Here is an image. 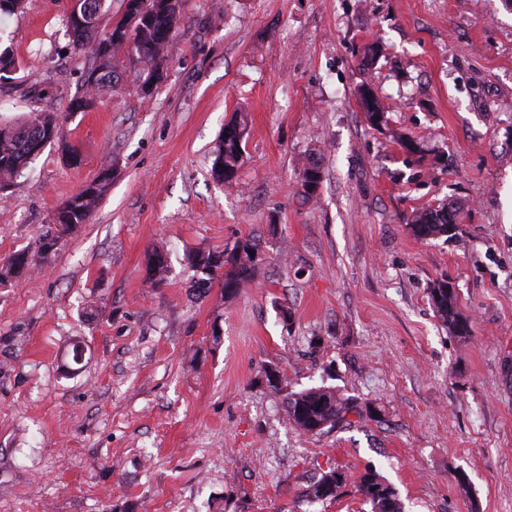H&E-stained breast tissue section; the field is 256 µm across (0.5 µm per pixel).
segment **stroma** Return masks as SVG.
Returning a JSON list of instances; mask_svg holds the SVG:
<instances>
[{"instance_id": "35a3bbf8", "label": "stroma", "mask_w": 512, "mask_h": 512, "mask_svg": "<svg viewBox=\"0 0 512 512\" xmlns=\"http://www.w3.org/2000/svg\"><path fill=\"white\" fill-rule=\"evenodd\" d=\"M69 4L0 17L17 60L0 122L57 113L80 154L49 145L0 191V262L37 256L65 200L112 174L79 232L0 284V512H370L371 471L404 512H512V0H184L157 88L128 74L85 112L68 109L89 63ZM363 84L386 125L365 121ZM237 112L226 186L211 151ZM449 198L459 238H415L406 217ZM250 234L255 282L193 291L187 255ZM443 279L468 339L435 313ZM321 386L373 418L301 434L286 398ZM329 469L338 498L303 501ZM233 127L236 132H239L243 139H237L236 136H224L217 141L214 150V161L212 166V174H215L219 169H224V173L232 174L235 170L239 169L242 165V156L245 153V133L247 128V120L244 114H236L231 121L224 125L226 127ZM216 179V178H215Z\"/></svg>"}]
</instances>
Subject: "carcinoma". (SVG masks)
Segmentation results:
<instances>
[{"mask_svg": "<svg viewBox=\"0 0 512 512\" xmlns=\"http://www.w3.org/2000/svg\"><path fill=\"white\" fill-rule=\"evenodd\" d=\"M142 17L140 22L130 25L128 16H123L111 24L112 33H120L118 39L109 40L100 36L99 27L106 13V0H75V7L89 13L84 32L72 41L74 48L86 52L91 58L88 66L83 95L69 103V111L86 102L93 105L100 94L108 87L116 86L122 80V71L114 65L116 53L125 49L128 59L135 67L134 89L144 86L153 79L155 70L167 64L172 39L162 35L166 28H174L181 11L183 0H140ZM361 106L365 120L374 127L380 126L384 112L378 101L368 93H362ZM55 133V141L63 143L64 152L78 159L75 146L64 141L63 129L56 116L42 113L20 127L0 123V187L9 185L29 167L36 158L34 144L38 137ZM246 140L226 136L217 141L214 150L212 172L224 169L233 173L242 165ZM111 181L110 173H102L91 183L73 193L59 208L56 216V228L39 240V252L46 256L55 250L59 239L76 233L87 223L99 200L107 191ZM461 207L448 211L443 203L427 210H415L406 219L413 235L421 240L443 238L452 240L457 237L460 224ZM260 244L253 235L238 238L224 252L198 250L188 256V268L191 271L192 287L204 294L212 288L214 281L228 299L244 286L254 282L257 266L250 255L252 249ZM29 251L21 249L13 252L0 263V284L9 282L24 273L30 266ZM151 277L148 281L153 287L163 285L169 274V265L163 260V254L155 251L149 258ZM430 297L440 321L448 326L455 335H470L468 318L459 310L454 288L445 280L438 281L430 289ZM356 414L358 418L371 417L358 405L340 396L330 388H311L289 394L287 417L289 424L304 434H319L327 427L349 423L348 416ZM343 476L332 469L324 471L311 481L303 491L305 501L317 498L321 501L333 500L339 496ZM359 491L370 504L371 512H402V503L397 489L384 481L376 473L365 474L360 482Z\"/></svg>", "mask_w": 512, "mask_h": 512, "instance_id": "obj_1", "label": "carcinoma"}]
</instances>
